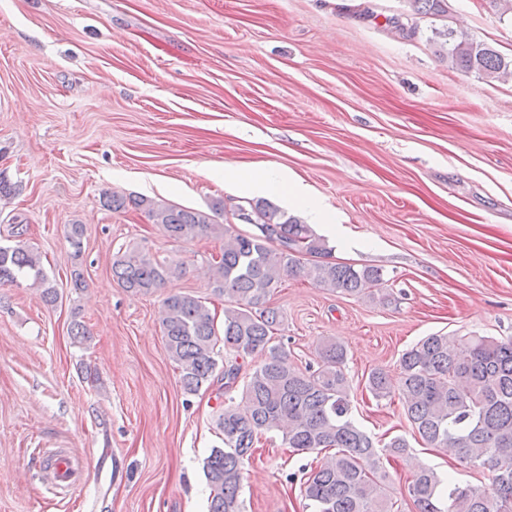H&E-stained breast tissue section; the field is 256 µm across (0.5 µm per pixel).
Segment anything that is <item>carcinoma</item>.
I'll return each mask as SVG.
<instances>
[{
	"mask_svg": "<svg viewBox=\"0 0 512 512\" xmlns=\"http://www.w3.org/2000/svg\"><path fill=\"white\" fill-rule=\"evenodd\" d=\"M415 19L445 17L448 0H406ZM430 41L451 66L488 80L512 78V57L475 40L449 23L431 28ZM106 206L121 211L133 205L175 242L215 238L224 242L210 264V286L224 297L223 330L216 315L199 298L171 294L163 300L162 327L169 357L177 364L185 392L213 391L227 397L216 418L224 447L212 449L204 462L209 487L208 512H242L239 493L242 464L259 436L282 432V442L296 451L333 448L307 477L303 492L313 512H392L386 485L377 476L381 456L408 454L402 436L379 447L351 417L349 382L344 372L346 350L335 341L319 349L321 365L302 371L288 364V353L276 340L279 312L269 306L271 293L288 276H303L332 292L390 301L380 293L384 273L379 267L331 260L332 248L310 225L267 201L249 203L245 223L257 221L258 232L244 234L225 216L224 199L211 201L208 211L158 204L144 197L105 195ZM85 227L67 225L66 238L81 252ZM112 278L133 293L148 294L184 272L183 265L153 260L138 249H118ZM32 279L44 302L58 301L41 266L40 255L28 246H0V284ZM234 355L219 367L221 350ZM260 362L241 374L243 362ZM242 386L243 406L229 393ZM365 389L377 400L399 390L412 429L428 445L445 448L458 465L494 473L491 487L445 479L419 460L408 494L417 512H512V340L433 334L400 357L398 385L387 372L369 373Z\"/></svg>",
	"mask_w": 512,
	"mask_h": 512,
	"instance_id": "obj_1",
	"label": "carcinoma"
}]
</instances>
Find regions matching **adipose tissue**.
Listing matches in <instances>:
<instances>
[{
  "mask_svg": "<svg viewBox=\"0 0 512 512\" xmlns=\"http://www.w3.org/2000/svg\"><path fill=\"white\" fill-rule=\"evenodd\" d=\"M224 185L230 191L252 197L278 196L288 205L301 208L313 227L322 228L329 236L343 235L345 228L338 215L333 214L316 197L310 187L287 171L259 168L249 174H240L237 168L224 169Z\"/></svg>",
  "mask_w": 512,
  "mask_h": 512,
  "instance_id": "obj_1",
  "label": "adipose tissue"
}]
</instances>
